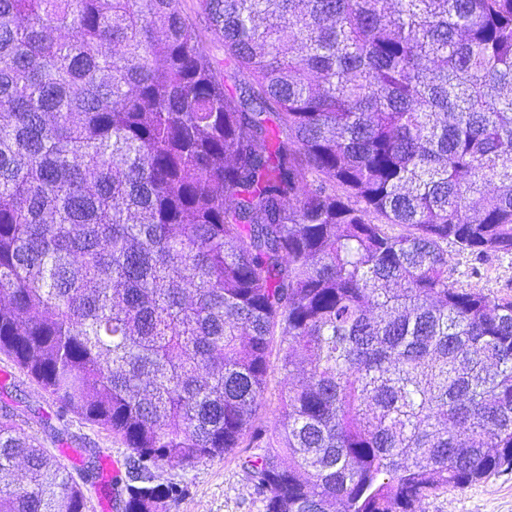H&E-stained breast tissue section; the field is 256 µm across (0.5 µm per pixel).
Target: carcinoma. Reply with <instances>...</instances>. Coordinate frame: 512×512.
<instances>
[{
    "label": "carcinoma",
    "mask_w": 512,
    "mask_h": 512,
    "mask_svg": "<svg viewBox=\"0 0 512 512\" xmlns=\"http://www.w3.org/2000/svg\"><path fill=\"white\" fill-rule=\"evenodd\" d=\"M0 0V353L143 469L238 448L263 512L512 470V0ZM279 415L256 417L274 372ZM18 468L20 481L12 479ZM0 415V512H89ZM200 0H182V9L198 30L202 43L209 52L218 72H224V45L208 28L205 15L200 8ZM454 279L463 287L490 289L498 295L512 296V255L476 258L459 253L448 244Z\"/></svg>",
    "instance_id": "carcinoma-1"
}]
</instances>
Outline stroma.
<instances>
[{"label":"stroma","instance_id":"35a3bbf8","mask_svg":"<svg viewBox=\"0 0 512 512\" xmlns=\"http://www.w3.org/2000/svg\"><path fill=\"white\" fill-rule=\"evenodd\" d=\"M454 277L463 287L485 288L512 296V255L478 258L452 252ZM0 408L9 407L18 428L37 438L45 448L57 450L53 435L68 434L73 447L86 449L96 460L124 466L130 451L109 431L74 414L57 416V403L0 354ZM160 481L184 485V497L168 512H263L259 496L250 488L234 456L200 461L189 467L156 468ZM422 512H512V471L499 473L464 489L438 491L421 504Z\"/></svg>","mask_w":512,"mask_h":512}]
</instances>
